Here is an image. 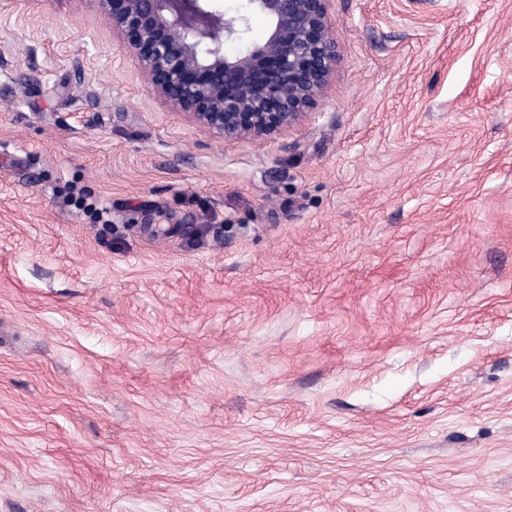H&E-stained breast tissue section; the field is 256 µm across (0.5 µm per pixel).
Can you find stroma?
Returning <instances> with one entry per match:
<instances>
[{
	"label": "stroma",
	"instance_id": "35a3bbf8",
	"mask_svg": "<svg viewBox=\"0 0 512 512\" xmlns=\"http://www.w3.org/2000/svg\"><path fill=\"white\" fill-rule=\"evenodd\" d=\"M329 12L227 142L0 0V512H512V0Z\"/></svg>",
	"mask_w": 512,
	"mask_h": 512
}]
</instances>
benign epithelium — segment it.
Wrapping results in <instances>:
<instances>
[{"instance_id":"7a95c632","label":"benign epithelium","mask_w":512,"mask_h":512,"mask_svg":"<svg viewBox=\"0 0 512 512\" xmlns=\"http://www.w3.org/2000/svg\"><path fill=\"white\" fill-rule=\"evenodd\" d=\"M140 69L177 112L226 141H264L311 114L338 59L330 0H99ZM268 32L238 55L224 41L242 38L250 15Z\"/></svg>"}]
</instances>
